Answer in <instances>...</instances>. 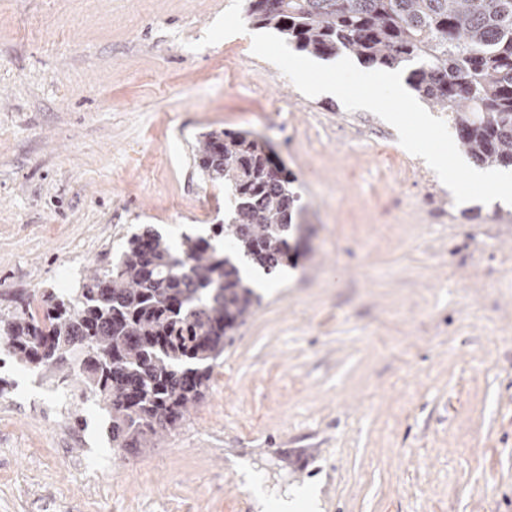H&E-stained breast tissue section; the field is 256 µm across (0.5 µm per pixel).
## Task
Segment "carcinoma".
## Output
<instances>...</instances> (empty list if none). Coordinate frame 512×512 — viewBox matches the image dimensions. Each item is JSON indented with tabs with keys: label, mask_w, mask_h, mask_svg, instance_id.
<instances>
[{
	"label": "carcinoma",
	"mask_w": 512,
	"mask_h": 512,
	"mask_svg": "<svg viewBox=\"0 0 512 512\" xmlns=\"http://www.w3.org/2000/svg\"><path fill=\"white\" fill-rule=\"evenodd\" d=\"M249 16L314 57L411 67L409 86L446 115L476 164L512 167V0H252ZM204 178L228 207L213 236L180 246L151 227L66 298L0 320V355L75 379L109 417L112 447L154 448L209 386L224 346L261 305L244 267L270 275L302 239L304 207L248 130L200 136Z\"/></svg>",
	"instance_id": "1"
}]
</instances>
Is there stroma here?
<instances>
[{"label": "stroma", "instance_id": "35a3bbf8", "mask_svg": "<svg viewBox=\"0 0 512 512\" xmlns=\"http://www.w3.org/2000/svg\"><path fill=\"white\" fill-rule=\"evenodd\" d=\"M249 0H0V318L146 224L224 221L200 134L251 131L307 206L203 399L118 457L77 384L0 363V512H512V207L253 55ZM59 421L45 414L65 392Z\"/></svg>", "mask_w": 512, "mask_h": 512}]
</instances>
